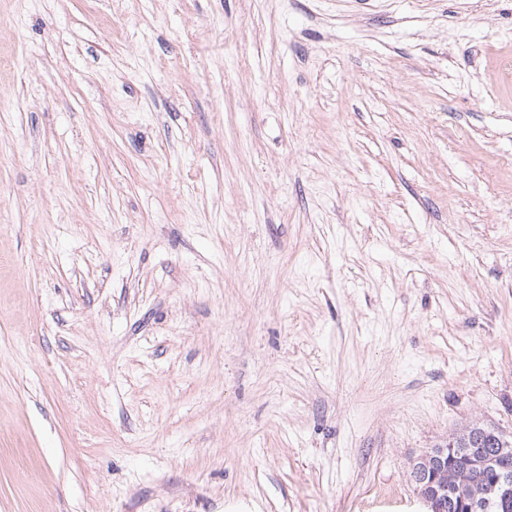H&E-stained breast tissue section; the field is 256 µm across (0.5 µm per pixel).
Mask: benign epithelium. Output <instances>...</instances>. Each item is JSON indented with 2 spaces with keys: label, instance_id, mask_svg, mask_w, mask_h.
Listing matches in <instances>:
<instances>
[{
  "label": "benign epithelium",
  "instance_id": "7a95c632",
  "mask_svg": "<svg viewBox=\"0 0 512 512\" xmlns=\"http://www.w3.org/2000/svg\"><path fill=\"white\" fill-rule=\"evenodd\" d=\"M454 437L455 434H449L440 445L410 462L409 480L424 506V512H446L455 508L450 492L451 479L448 478V457L454 454L448 442ZM511 458L512 448H498L493 454L473 460L472 467L480 477L470 487V495L464 501L465 512H472L492 497L498 499L505 512L512 507V474L508 465Z\"/></svg>",
  "mask_w": 512,
  "mask_h": 512
}]
</instances>
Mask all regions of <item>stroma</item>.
<instances>
[{
    "label": "stroma",
    "mask_w": 512,
    "mask_h": 512,
    "mask_svg": "<svg viewBox=\"0 0 512 512\" xmlns=\"http://www.w3.org/2000/svg\"><path fill=\"white\" fill-rule=\"evenodd\" d=\"M512 0H0V512H421L512 431ZM479 424L468 421L463 425L465 427ZM460 431L454 448H448V442L455 437L457 431L449 434L437 448H431L410 462L409 480L424 506L423 512L455 509V500L450 492L448 465L455 470L452 487L458 490L460 495H467L470 488V495L464 501L466 512L474 511L483 501L492 497L498 499L503 510L508 511L512 493L509 473V465L512 466V460H509L512 457V432L506 434L499 428L484 423ZM455 448L461 449L454 454ZM492 448H496L494 454L473 460L472 467L478 473V477L470 487L469 480L474 478L469 466L470 457L477 452L485 454ZM453 454V459L449 460L448 456ZM479 473L482 474L481 477Z\"/></svg>",
    "instance_id": "obj_1"
}]
</instances>
